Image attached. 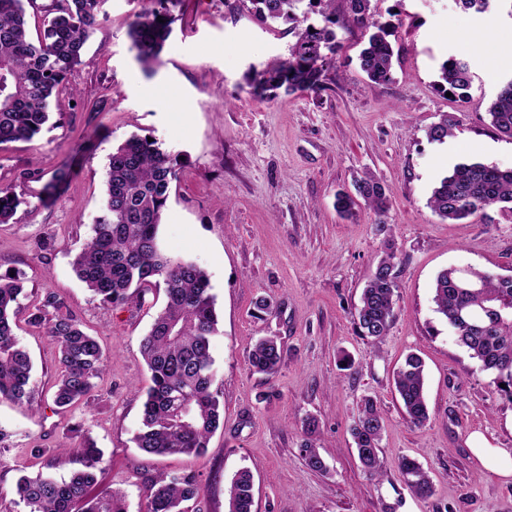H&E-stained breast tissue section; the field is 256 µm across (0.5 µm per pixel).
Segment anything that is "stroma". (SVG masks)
Listing matches in <instances>:
<instances>
[{
  "instance_id": "35a3bbf8",
  "label": "stroma",
  "mask_w": 512,
  "mask_h": 512,
  "mask_svg": "<svg viewBox=\"0 0 512 512\" xmlns=\"http://www.w3.org/2000/svg\"><path fill=\"white\" fill-rule=\"evenodd\" d=\"M144 0H108L107 18L90 38L85 62L69 76L51 119L29 141L0 145V184L26 203L0 224V266L26 274L35 300L59 295L108 357L89 404L57 413L51 400L57 348L43 328L22 325L34 391L28 403L0 402L11 447L0 462V512H27L16 494L21 475L46 468L43 448L82 424L103 455V486L122 492L126 512H144V476L194 473L202 512H225V488L241 468L254 475V512H512V476L486 468L474 444L512 451V402L492 394L490 373L460 346L436 311L434 283L445 268L512 276V211L490 209L461 224L428 205L456 164L512 168V139L491 127L486 107L512 79V6L492 0L483 13L455 0H371L373 19L397 10L394 80L360 70V29L339 30L342 48L319 94L249 93L245 76L284 57L293 41L284 26L262 24L224 0H183L162 64L145 75L127 36ZM469 58V102L436 89L441 63ZM452 119L444 142L428 127ZM155 139L180 157L178 179L159 227L162 251L195 262L209 277L219 315L212 341L224 423L197 456H153L134 441L150 385L140 339L164 302L155 291L138 309L107 308L77 278L72 260L103 210L108 156L131 135ZM72 171L48 203L30 169L51 177ZM372 174L391 193L388 222L401 273L392 326L373 345L357 335L353 312L384 254L375 216L358 205L335 207L338 192ZM51 237L52 245L39 242ZM274 310L259 312V300ZM264 336L283 349L271 377L251 371L248 355ZM425 362L430 419L406 422L394 373L408 353ZM384 419L382 467L367 477L350 428L364 396ZM318 421L323 472L300 457L303 422ZM409 456L428 469L431 496L406 486Z\"/></svg>"
}]
</instances>
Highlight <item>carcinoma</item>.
Here are the masks:
<instances>
[{"instance_id":"carcinoma-1","label":"carcinoma","mask_w":512,"mask_h":512,"mask_svg":"<svg viewBox=\"0 0 512 512\" xmlns=\"http://www.w3.org/2000/svg\"><path fill=\"white\" fill-rule=\"evenodd\" d=\"M335 0H237L238 6L263 22H282L295 41L288 57L261 71L248 74L246 85L255 97L325 89L327 72L335 66L342 44L337 40L340 20ZM347 22L364 30L366 46L358 60L360 70L375 82L394 79V50L390 37L396 26L370 20V0H345ZM106 0H52L37 26L30 27L28 10L36 0H0V144L30 141L49 121L53 96L67 76L84 63L86 43L105 17ZM182 0H149L128 24L136 59L148 74L155 73L178 20L174 9ZM322 23L309 22L310 14ZM163 22H158V19ZM472 77L468 61L449 56L440 66L436 88L451 97L468 98ZM491 126L512 138V79L503 83L488 106ZM451 125L444 117L431 125L427 137L444 142ZM177 160L147 137L133 135L112 150L104 189V211L72 262L78 278L100 303L109 307H141L146 295L162 284L165 303L150 330L140 340V352L150 372L151 385L142 410V428L135 436L138 448L149 454H198L220 425L224 404L214 388L216 371L211 354L217 334L215 297L206 272L195 263L165 255L159 247L158 229L177 179ZM67 169L55 171L42 188L49 200L68 181ZM355 194L336 195V209L346 216L363 199L375 214L380 232L386 231L390 209L386 189L367 175L354 185ZM24 203L15 188L0 186V224H8ZM433 212L459 223L492 206L512 212V169L481 162L459 163L433 189ZM396 255L383 256L362 290L353 322L357 334L377 345L387 336L394 317L397 288ZM25 272L0 269V401L17 404L31 398L32 363L19 344L20 322L42 326L56 344L58 366L52 403L56 410L87 404L94 397L107 357L80 320L64 310L53 292L28 305L24 297ZM436 311L451 327L457 342L476 358L482 370L493 375L491 392L512 402V277H492L476 269L447 268L435 280ZM282 348L273 336L259 339L249 355L252 371L275 375ZM395 388L405 419L415 425L429 420L426 377L420 357L409 354L395 373ZM317 420L304 421L301 452L307 466L324 470L314 444ZM384 421L378 403L365 397L351 428L359 462L369 476L381 468L380 442ZM47 466L65 467L72 455L81 467L65 479L49 473L23 475L16 492L29 512H126L124 496L106 488L94 496L101 451L90 439L76 449L43 448ZM409 488L429 496L432 482L427 471L409 457L400 459ZM145 512H200L201 486L192 473L156 474L141 485ZM254 476L250 469L236 472L227 488L226 512H252Z\"/></svg>"}]
</instances>
